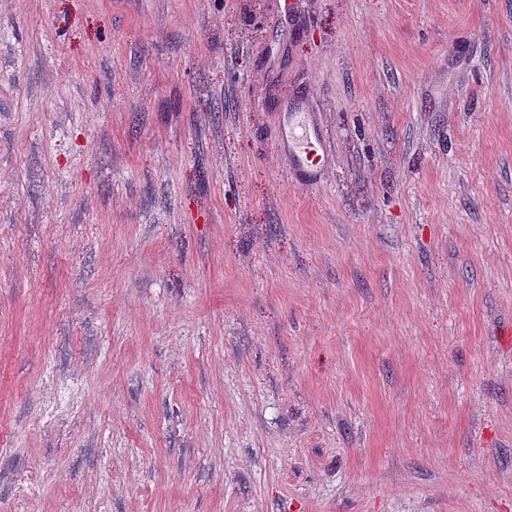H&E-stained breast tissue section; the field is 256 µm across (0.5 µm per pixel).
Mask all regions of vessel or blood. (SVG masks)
<instances>
[{"mask_svg": "<svg viewBox=\"0 0 512 512\" xmlns=\"http://www.w3.org/2000/svg\"><path fill=\"white\" fill-rule=\"evenodd\" d=\"M294 17L295 0H275L271 25L278 42L261 52L266 69L274 71L284 66L281 46L297 33ZM272 106L278 113L281 143L294 180L305 186L320 184L327 175L333 148L306 91L273 99Z\"/></svg>", "mask_w": 512, "mask_h": 512, "instance_id": "1", "label": "vessel or blood"}]
</instances>
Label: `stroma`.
<instances>
[{
    "instance_id": "35a3bbf8",
    "label": "stroma",
    "mask_w": 512,
    "mask_h": 512,
    "mask_svg": "<svg viewBox=\"0 0 512 512\" xmlns=\"http://www.w3.org/2000/svg\"><path fill=\"white\" fill-rule=\"evenodd\" d=\"M273 2L0 0V512H512V0ZM295 1L298 0H275V9L270 23L275 29L278 40L261 52L263 65L269 71L280 69L285 65L281 47L297 34L298 29L294 23ZM271 104L278 113L292 177L300 185L320 184L327 175L333 148L305 89L283 99L273 98Z\"/></svg>"
}]
</instances>
